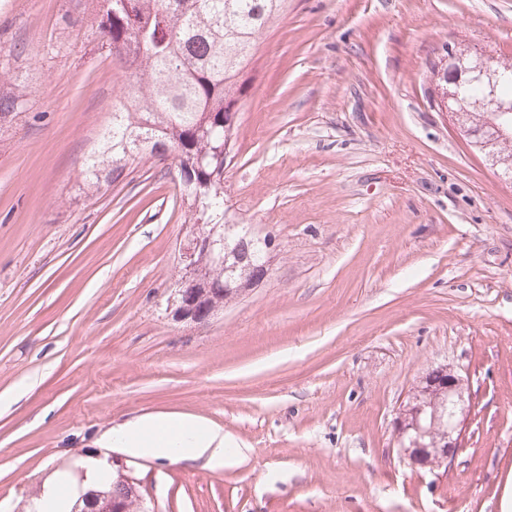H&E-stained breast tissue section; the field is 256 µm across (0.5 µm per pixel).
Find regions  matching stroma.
Returning <instances> with one entry per match:
<instances>
[{"label": "stroma", "instance_id": "stroma-1", "mask_svg": "<svg viewBox=\"0 0 512 512\" xmlns=\"http://www.w3.org/2000/svg\"><path fill=\"white\" fill-rule=\"evenodd\" d=\"M96 0H0V512L95 457L149 512H512V179L431 101L447 46L512 58V0H288L244 72L224 221L269 271L203 325L176 320L187 207L165 163L81 190L128 87L88 29ZM472 408L448 472L393 420L444 365ZM192 413L233 466L105 447ZM13 86L10 90H2L0 85V121L7 119L13 114L21 112L26 105L24 86L9 84Z\"/></svg>", "mask_w": 512, "mask_h": 512}]
</instances>
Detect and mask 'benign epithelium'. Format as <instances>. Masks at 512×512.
<instances>
[{
  "mask_svg": "<svg viewBox=\"0 0 512 512\" xmlns=\"http://www.w3.org/2000/svg\"><path fill=\"white\" fill-rule=\"evenodd\" d=\"M448 61L458 70L469 75V81L485 84L489 92L486 97L474 105L480 113L479 120L471 127L465 128L470 143L487 162L506 172L512 171V109L498 100L495 87L502 81L512 78V69L489 55L472 56V51L465 44H456L447 49ZM447 65L438 68L437 77L445 85L438 87L443 101V109L464 117L461 112L463 101L460 97L461 79L446 73ZM189 231L181 250L180 261L182 276L176 290L175 316L179 320L196 324L207 322L216 308L223 302L225 290L222 288L203 289L196 277L207 266L218 264L231 272L237 264L247 257L238 255L237 248L228 245L226 231L230 225L208 233L201 231V225H187ZM445 384L442 393L448 396L449 415L440 413V408L433 400H426L415 413V420L407 418L402 411L394 418L393 426L401 450L409 459L432 471L448 469L456 453L463 448L466 405L465 394L469 390V376L459 366H446L431 372L429 387L431 392L437 383Z\"/></svg>",
  "mask_w": 512,
  "mask_h": 512,
  "instance_id": "7a95c632",
  "label": "benign epithelium"
}]
</instances>
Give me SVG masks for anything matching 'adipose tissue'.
Wrapping results in <instances>:
<instances>
[{
  "label": "adipose tissue",
  "mask_w": 512,
  "mask_h": 512,
  "mask_svg": "<svg viewBox=\"0 0 512 512\" xmlns=\"http://www.w3.org/2000/svg\"><path fill=\"white\" fill-rule=\"evenodd\" d=\"M113 447L133 456L157 459L204 460L206 467L224 469L232 462L220 428L192 414L145 415L112 429Z\"/></svg>",
  "instance_id": "adipose-tissue-1"
}]
</instances>
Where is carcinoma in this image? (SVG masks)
Listing matches in <instances>:
<instances>
[{
  "mask_svg": "<svg viewBox=\"0 0 512 512\" xmlns=\"http://www.w3.org/2000/svg\"><path fill=\"white\" fill-rule=\"evenodd\" d=\"M285 0H99L90 31L132 77L128 93L140 111L112 107V128L87 159L84 185L97 188L121 175L144 150L169 162L189 221L224 219V138L234 131L232 107L246 89L240 79L258 39L255 33L283 10ZM26 105L24 86L0 89V120ZM208 156L210 166L195 167ZM254 271L229 274L213 266L202 278L234 288ZM128 497L119 481L95 495L91 512H112V498Z\"/></svg>",
  "mask_w": 512,
  "mask_h": 512,
  "instance_id": "carcinoma-1",
  "label": "carcinoma"
}]
</instances>
